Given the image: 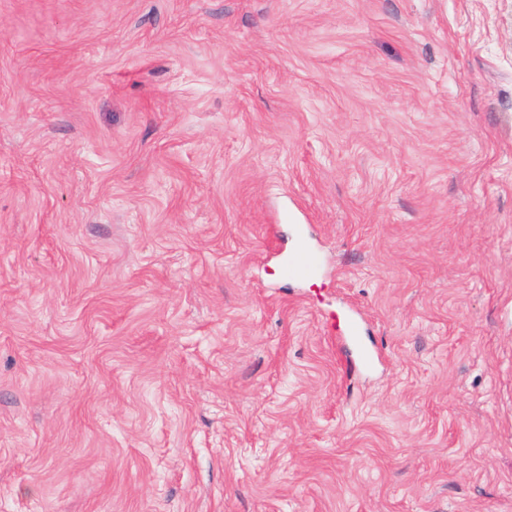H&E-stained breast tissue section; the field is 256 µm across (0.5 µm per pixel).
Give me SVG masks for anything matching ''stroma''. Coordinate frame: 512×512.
<instances>
[{
  "instance_id": "35a3bbf8",
  "label": "stroma",
  "mask_w": 512,
  "mask_h": 512,
  "mask_svg": "<svg viewBox=\"0 0 512 512\" xmlns=\"http://www.w3.org/2000/svg\"><path fill=\"white\" fill-rule=\"evenodd\" d=\"M0 512H512V0H0ZM318 265L317 254L306 245H301L289 255L284 272L289 279L306 280L317 272Z\"/></svg>"
}]
</instances>
